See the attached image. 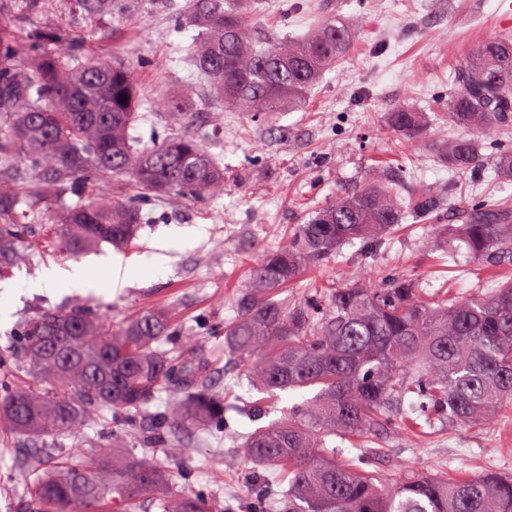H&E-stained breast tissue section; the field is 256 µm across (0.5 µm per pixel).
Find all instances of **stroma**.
Instances as JSON below:
<instances>
[{"instance_id":"35a3bbf8","label":"stroma","mask_w":512,"mask_h":512,"mask_svg":"<svg viewBox=\"0 0 512 512\" xmlns=\"http://www.w3.org/2000/svg\"><path fill=\"white\" fill-rule=\"evenodd\" d=\"M187 0H137L131 8L90 21L69 17L63 0H44L43 7L14 12L13 0H0V28L22 39L40 38L51 51L49 32L72 34L83 49L121 61L133 70L146 98L167 93L187 108L181 132L203 139L224 170V191L206 201L172 194L146 203L151 216L136 239L122 249L102 245L84 256L97 265L119 255L137 259L174 225L200 224L204 235L192 246L173 244L166 277L140 273L133 285L115 292H40L22 297L11 319L0 324V350L18 342L20 321L41 307H66L83 301L113 323L130 320L146 308L175 314L183 327L201 338L199 357L211 364V380L230 394L241 410L232 432L221 423L197 430L179 448L189 475H176L173 490L204 499H219L233 512H275L282 489L275 470H264V499H257L248 476L254 465L242 443L247 434L278 419L285 408L302 402L301 392L282 393L269 418L247 413L257 399L245 376L214 357L224 348V329L236 317L231 298L249 282L251 270L275 251L297 224L315 209L362 186L377 164L388 163L393 176H405L404 195L426 189L448 195L458 176L434 145L458 136L446 118L453 71L477 43L498 38L495 25L500 0H254L258 31L298 39L325 17L355 22L345 57L323 71L304 104L279 119L255 120L224 107L193 64L190 48L199 31L187 22ZM403 108L425 113L427 134L417 142L398 137L389 114ZM466 196L474 201L512 203V175L486 155L466 180ZM437 226L406 221L396 227L366 264H357V246H343L328 262L303 271L285 294L302 296L317 286L329 288L364 271L385 278L421 279L427 293L453 287L470 294L486 292L494 279L512 272V254L455 261L434 244ZM384 455L374 459L387 481L401 467L434 473L456 464L470 476L487 471L512 474V409H504L489 425L439 424L423 438L411 439L400 424L381 425L374 437ZM20 439L0 428V512H14L31 490V479L18 470Z\"/></svg>"}]
</instances>
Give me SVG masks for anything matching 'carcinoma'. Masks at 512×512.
I'll use <instances>...</instances> for the list:
<instances>
[{
	"mask_svg": "<svg viewBox=\"0 0 512 512\" xmlns=\"http://www.w3.org/2000/svg\"><path fill=\"white\" fill-rule=\"evenodd\" d=\"M71 8L99 20L112 13V0H71ZM184 13L199 29L194 64L224 105L271 119L304 103L353 41L352 29L334 18L300 42L257 40L249 0H188ZM53 42L46 54L38 40L21 44L0 32V175L18 163L31 175L23 187L0 178V278L28 260L23 236L32 224L50 225L52 244L70 257L131 242L140 205L114 195V181L128 176L145 196L224 191V171L200 139L169 134L141 147L129 134L144 105L129 66L91 56L64 34ZM448 118L470 135L437 152L455 171L475 169L512 120L511 38L472 50L456 72ZM390 124L414 140L424 117L398 109ZM52 204L62 212L47 219L41 206ZM444 206L417 191L403 207L377 172L298 225L234 301L224 356L252 388L268 396L315 391L245 443L255 466H273L285 480L280 512H512V477L413 470L389 485L367 469L382 449L338 459L333 446L398 411L422 431L438 419L485 425L512 406V278L481 295L431 298L416 279L397 276L375 287L351 278L279 298L305 267L345 245L379 242L409 216L431 220ZM454 207L461 224L445 229L448 253L512 251L511 205L462 196ZM197 344L175 318L151 308L117 327L84 303L25 318L18 345L0 352V424L37 442L22 462L36 476L24 512H132L146 501L159 512H219L192 495L161 496L182 468L172 453L180 433L238 410L208 383L205 365L193 358ZM161 398L166 406L151 429H137L145 406ZM105 411L125 450L108 455L86 439L79 462L58 465L59 449Z\"/></svg>",
	"mask_w": 512,
	"mask_h": 512,
	"instance_id": "obj_1",
	"label": "carcinoma"
}]
</instances>
